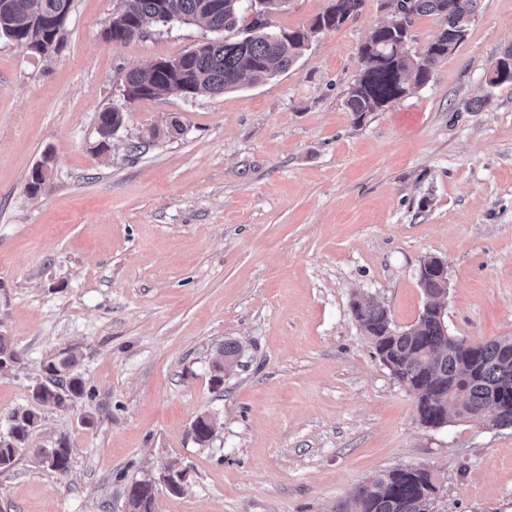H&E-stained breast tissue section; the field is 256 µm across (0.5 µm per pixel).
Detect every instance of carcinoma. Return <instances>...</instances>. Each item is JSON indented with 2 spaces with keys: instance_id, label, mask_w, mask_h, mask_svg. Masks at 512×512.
<instances>
[{
  "instance_id": "cac0c4a2",
  "label": "carcinoma",
  "mask_w": 512,
  "mask_h": 512,
  "mask_svg": "<svg viewBox=\"0 0 512 512\" xmlns=\"http://www.w3.org/2000/svg\"><path fill=\"white\" fill-rule=\"evenodd\" d=\"M260 9L247 31L236 42H208L190 58L181 60L182 71L158 67L127 73L130 83L143 86L142 99L181 92L188 84L195 92L220 95L239 87L250 78L261 81L292 67L307 50L317 29H336L360 13L363 0H335L336 10L324 11L306 27L265 31L260 20L282 9L285 0H258ZM415 17L436 15L445 28L419 52L405 47L410 29L400 21L376 28L359 49L363 68L347 93L346 105L355 119L393 102L397 81L408 76L414 85L428 82L437 61L452 52L465 38L471 16L479 0H404ZM62 0H0V35L24 47H35L49 36L50 22L56 19ZM124 23L147 25L165 18L184 19L210 30L234 28L241 18V0H124ZM491 85L512 84V48L498 59ZM123 114L117 110L98 114V130L108 139L119 128ZM353 317L373 338L379 360L394 371L397 379L414 388L416 410L423 423L433 428L451 419L476 418L490 427H512V338L473 343L448 335L440 307L423 306L416 323L397 328L387 311L372 298L351 304ZM240 346L224 343L221 358L213 364V386L224 383V362L238 357ZM18 355L10 339L0 336V368L13 366ZM77 356L71 351L43 364L48 382L32 389L36 404L66 408L84 393L79 374L73 372ZM34 408L15 411L9 428L0 434V472L13 467L27 453L44 469L65 474L71 466V448L65 438L52 448L27 447L38 426ZM213 425L206 417L194 424V439L209 443ZM156 483L137 480L128 497L139 512H154ZM437 487L431 475L415 467L390 470L374 476L356 488L346 501V512H431Z\"/></svg>"
}]
</instances>
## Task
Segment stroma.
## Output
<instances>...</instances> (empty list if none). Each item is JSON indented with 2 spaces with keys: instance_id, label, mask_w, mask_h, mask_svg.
Returning <instances> with one entry per match:
<instances>
[{
  "instance_id": "stroma-1",
  "label": "stroma",
  "mask_w": 512,
  "mask_h": 512,
  "mask_svg": "<svg viewBox=\"0 0 512 512\" xmlns=\"http://www.w3.org/2000/svg\"><path fill=\"white\" fill-rule=\"evenodd\" d=\"M121 5L73 0L45 55L0 37V336L18 353L0 428L50 357L77 349L85 384L68 409L39 407L29 439L67 438L69 472L22 457L0 473V512H127L131 482L169 467L185 489H159L154 512H336L405 467L431 474L437 512H512V427L422 425L350 309L366 294L409 327L438 257L449 335L512 337V86L486 82L512 47V0H481L428 83L359 120L346 93L392 0H364L266 80L133 101L122 74L213 34L154 23L112 47ZM327 5L288 0L267 28ZM112 109L124 121L105 140ZM227 341L240 364L216 389Z\"/></svg>"
}]
</instances>
